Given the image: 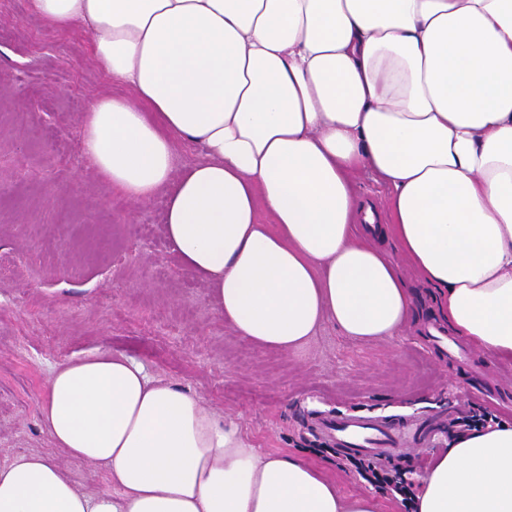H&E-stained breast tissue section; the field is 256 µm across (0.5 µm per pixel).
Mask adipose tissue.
Returning <instances> with one entry per match:
<instances>
[{"label": "adipose tissue", "instance_id": "ef3b65f1", "mask_svg": "<svg viewBox=\"0 0 512 512\" xmlns=\"http://www.w3.org/2000/svg\"><path fill=\"white\" fill-rule=\"evenodd\" d=\"M29 2L91 34L124 92L91 102L83 154L133 202L165 193L171 253L237 335L293 354L327 323L397 336L417 316L402 259L451 331L512 358V0ZM182 145L201 152L183 170ZM40 419L63 457L0 466V512H376L117 350L56 365ZM415 512H512V424L457 437ZM358 191L365 202H371L379 209H382L384 206L385 197L388 195L387 189L381 184L374 182L369 176L361 179ZM68 466L74 472L78 483L83 487L96 489L105 486L106 472L102 467L74 461H69Z\"/></svg>", "mask_w": 512, "mask_h": 512}]
</instances>
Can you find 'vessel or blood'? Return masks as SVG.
Here are the masks:
<instances>
[{"instance_id": "1", "label": "vessel or blood", "mask_w": 512, "mask_h": 512, "mask_svg": "<svg viewBox=\"0 0 512 512\" xmlns=\"http://www.w3.org/2000/svg\"><path fill=\"white\" fill-rule=\"evenodd\" d=\"M315 427L335 440L337 447L351 454L387 460L405 453L407 449L428 445L432 423L411 425L391 419L336 417L317 419Z\"/></svg>"}]
</instances>
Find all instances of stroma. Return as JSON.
Returning a JSON list of instances; mask_svg holds the SVG:
<instances>
[{
    "instance_id": "35a3bbf8",
    "label": "stroma",
    "mask_w": 512,
    "mask_h": 512,
    "mask_svg": "<svg viewBox=\"0 0 512 512\" xmlns=\"http://www.w3.org/2000/svg\"><path fill=\"white\" fill-rule=\"evenodd\" d=\"M114 91L89 32L48 26L29 0H0V466L53 453L40 423L44 384L57 364L104 348L190 389L260 452L309 459L377 512L412 509L312 432L316 415L439 423L434 445L397 462L417 489L454 437L512 423V406L490 397L512 393V360L449 333L436 290L406 267L418 319L399 336L358 342L328 323L296 356L226 328L207 284L168 250L163 198L131 203L82 153L84 112ZM435 329L455 357L430 341Z\"/></svg>"
}]
</instances>
